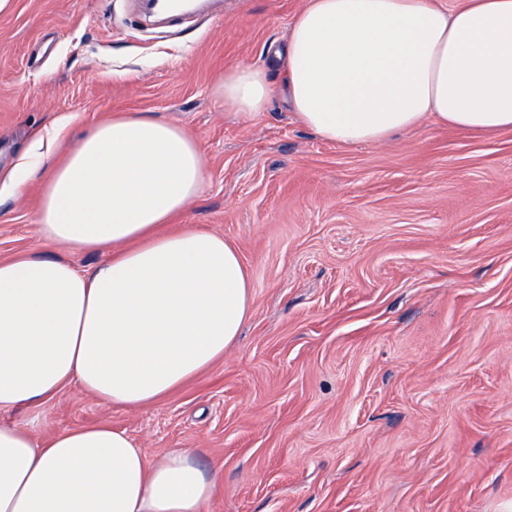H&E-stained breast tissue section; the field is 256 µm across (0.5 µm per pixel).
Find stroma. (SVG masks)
Wrapping results in <instances>:
<instances>
[{"instance_id":"1","label":"stroma","mask_w":512,"mask_h":512,"mask_svg":"<svg viewBox=\"0 0 512 512\" xmlns=\"http://www.w3.org/2000/svg\"><path fill=\"white\" fill-rule=\"evenodd\" d=\"M303 3L211 0L151 29L135 0L0 14V260L111 257L38 236L41 177L98 123L144 112L183 128L207 170L161 232L222 235L253 283L222 359L140 407L66 388L35 436L108 424L152 461L190 449L214 477L204 512H512V130L426 120L324 141L270 58ZM240 62L268 64L274 87L248 117L212 93ZM44 137L39 176L4 188Z\"/></svg>"}]
</instances>
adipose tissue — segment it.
<instances>
[{
  "mask_svg": "<svg viewBox=\"0 0 512 512\" xmlns=\"http://www.w3.org/2000/svg\"><path fill=\"white\" fill-rule=\"evenodd\" d=\"M274 56L291 107L328 142L377 143L426 119L512 130V0H306ZM216 92L250 115L274 88L264 66L237 63ZM205 180L195 140L141 112L98 125L47 178L38 235L112 257L90 270L0 261V412H29L0 421V512H203L214 481L189 451L152 462L108 425L45 443L34 430L66 387L149 405L236 341L253 304L238 249L192 228L156 232Z\"/></svg>",
  "mask_w": 512,
  "mask_h": 512,
  "instance_id": "1",
  "label": "adipose tissue"
}]
</instances>
